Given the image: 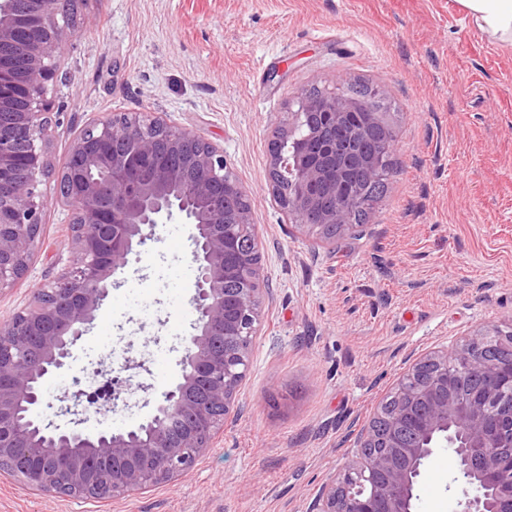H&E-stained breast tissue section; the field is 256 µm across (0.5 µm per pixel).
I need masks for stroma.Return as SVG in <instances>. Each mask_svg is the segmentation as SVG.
<instances>
[{
    "label": "stroma",
    "mask_w": 512,
    "mask_h": 512,
    "mask_svg": "<svg viewBox=\"0 0 512 512\" xmlns=\"http://www.w3.org/2000/svg\"><path fill=\"white\" fill-rule=\"evenodd\" d=\"M49 88L50 197L28 266L0 290V324L69 265L71 213L53 197L75 136L143 112L224 151L250 202L267 291L249 369L186 476L106 501L29 490L0 473V512H310L410 359L512 323V45L454 0H80ZM363 83L395 132L396 173L367 224L305 236L269 181V143L301 92ZM193 225H158L130 260L39 413L87 363L145 359L124 402L86 427L137 425L181 377L192 332ZM449 452L428 461L415 512H460Z\"/></svg>",
    "instance_id": "35a3bbf8"
}]
</instances>
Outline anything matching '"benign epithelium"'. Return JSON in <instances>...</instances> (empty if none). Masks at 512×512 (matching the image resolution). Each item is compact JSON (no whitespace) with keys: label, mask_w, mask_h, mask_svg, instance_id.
<instances>
[{"label":"benign epithelium","mask_w":512,"mask_h":512,"mask_svg":"<svg viewBox=\"0 0 512 512\" xmlns=\"http://www.w3.org/2000/svg\"><path fill=\"white\" fill-rule=\"evenodd\" d=\"M0 0V55L17 50L23 75L0 68V289L26 269L48 199L39 176L49 170L48 86L57 81L61 51L59 0ZM23 105L21 112L3 108ZM304 127L301 137L295 129ZM388 131L383 112L359 113L341 89L301 95L289 126L274 137L270 181L288 213L307 233H347L364 191L348 186L336 153H358L363 129ZM394 151L363 160L372 181ZM55 201L72 211V266L37 292L35 306L0 326V471L29 488L80 498L124 497L187 474L223 427L248 366L261 312L264 277L259 252L241 242L250 224L247 191L224 153L200 135L159 119L120 114L86 126L74 138ZM179 216L195 226L197 268L182 374L136 427H83L101 403L115 404L133 378L148 371L125 358L124 378L66 396L72 428L51 432L33 415L43 383L67 366L72 349L97 318L115 275L139 255L152 230ZM512 335L497 325L452 350L418 358L399 379L379 426L360 436L372 452L345 466L319 495L315 512H414L415 486L435 449L450 447L466 485L462 512H512Z\"/></svg>","instance_id":"1"}]
</instances>
